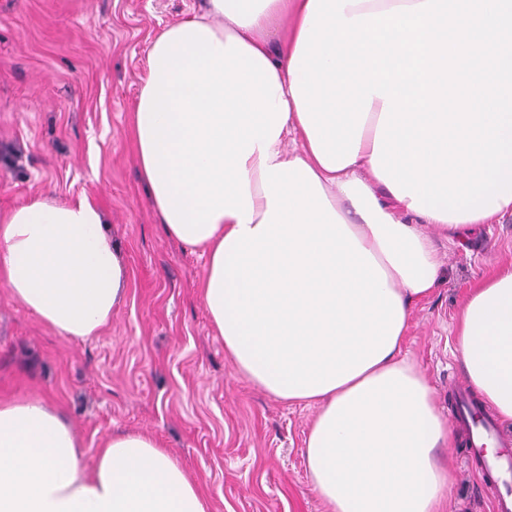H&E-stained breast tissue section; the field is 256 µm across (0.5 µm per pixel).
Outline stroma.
<instances>
[{
    "instance_id": "obj_1",
    "label": "stroma",
    "mask_w": 512,
    "mask_h": 512,
    "mask_svg": "<svg viewBox=\"0 0 512 512\" xmlns=\"http://www.w3.org/2000/svg\"><path fill=\"white\" fill-rule=\"evenodd\" d=\"M203 0H0V212L38 195L100 205L128 273L96 338L57 335L0 285V401L38 395L74 425L93 466L115 431L151 435L184 466L211 512H322L304 463L314 407L288 405L224 354L200 297L202 250L158 224L135 161L132 112L152 39ZM435 294L406 342L444 417L468 379L454 325L470 289L512 263V218L438 243ZM444 512H492L493 484L451 432Z\"/></svg>"
}]
</instances>
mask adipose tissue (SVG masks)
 I'll return each mask as SVG.
<instances>
[{
    "label": "adipose tissue",
    "instance_id": "1",
    "mask_svg": "<svg viewBox=\"0 0 512 512\" xmlns=\"http://www.w3.org/2000/svg\"><path fill=\"white\" fill-rule=\"evenodd\" d=\"M309 0H207L151 42L133 113L141 177L169 237L208 257L200 289L224 353L273 398L313 405L304 459L323 512H439L450 432L403 342L437 289L436 237L499 223L512 202L445 221L398 199L371 158H316L290 89ZM102 209L37 197L0 215V282L58 335L96 337L126 296ZM466 376L512 424V266L471 288L455 325ZM40 396L0 401V512H208L145 434L112 435L93 468Z\"/></svg>",
    "mask_w": 512,
    "mask_h": 512
}]
</instances>
